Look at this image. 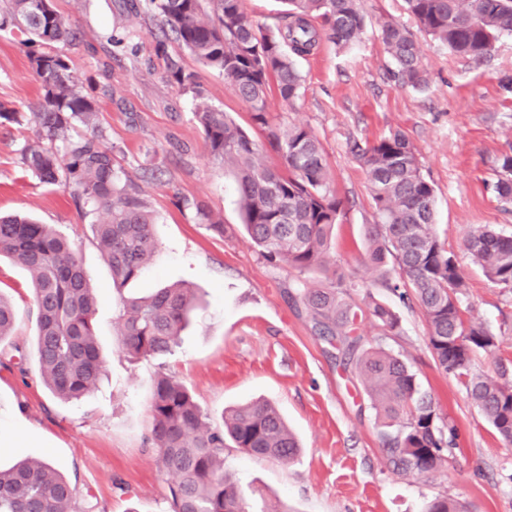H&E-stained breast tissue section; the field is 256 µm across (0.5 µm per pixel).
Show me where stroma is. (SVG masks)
Returning a JSON list of instances; mask_svg holds the SVG:
<instances>
[{"label": "stroma", "mask_w": 512, "mask_h": 512, "mask_svg": "<svg viewBox=\"0 0 512 512\" xmlns=\"http://www.w3.org/2000/svg\"><path fill=\"white\" fill-rule=\"evenodd\" d=\"M123 2L53 0L81 34L68 54L85 91L99 98L98 122L115 148V168L136 179L157 216L158 252L140 278L114 287L69 189L45 185L21 165L31 127L0 123V212L31 215L75 240L98 297L96 332L106 362L98 391L80 402L56 400L35 369L20 372L15 351L34 353L30 276L1 259L0 294L14 302L19 321L0 345V467L47 461L90 492L80 512H168V481L146 442L153 379L163 364L188 386L211 423L226 409L263 398L299 438L301 452L287 465L226 449L224 469L246 489V512H425L439 495L465 502L470 512H512V447L437 368L423 314L385 288L381 270L366 259L365 231L373 221L368 178L349 151L355 139L372 142L392 129L407 134L434 185L438 233L457 256L471 314L498 338L495 357H479L474 368L487 373L496 360L512 361V291L488 281L464 250L467 235L481 226L512 230V208L503 209L490 190L498 158L512 154V92L502 87L512 78V37L499 39L491 60L475 61L418 30L404 0H362L366 27L358 42L341 50L325 38L312 56L297 60L304 94L291 108L270 95L269 118L313 130L346 202L325 272L303 276L268 262L247 242L236 180L208 156L193 119L202 98L264 141L248 104L188 53L183 60L196 70L200 94L170 83L154 54L155 23L127 15ZM390 18L412 30L423 50L424 89L404 87L393 76L379 35L380 22ZM127 31L128 47L108 43V35ZM39 94L40 80L18 36L0 31V103L25 112ZM196 201L221 218L223 233L197 223ZM337 273L351 284L355 301L374 299L395 311L397 333L384 335L366 321L360 327L365 343L400 354L422 391L456 425L457 447L439 473L417 477L389 467L360 377L313 334L301 305L288 296L300 283ZM173 283L195 288L199 299L174 354L160 364L119 352L124 302Z\"/></svg>", "instance_id": "obj_1"}]
</instances>
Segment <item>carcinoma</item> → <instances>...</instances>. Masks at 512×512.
Here are the masks:
<instances>
[{
	"instance_id": "carcinoma-1",
	"label": "carcinoma",
	"mask_w": 512,
	"mask_h": 512,
	"mask_svg": "<svg viewBox=\"0 0 512 512\" xmlns=\"http://www.w3.org/2000/svg\"><path fill=\"white\" fill-rule=\"evenodd\" d=\"M126 0L129 12L158 20L156 55L168 78L199 102L193 112L207 152L238 183V204L248 240L270 261L300 274L326 263L333 228L346 215L332 185L320 140L308 127H282L269 120L268 96L276 87L292 106L302 96L303 77L295 58L309 56L322 37L346 47L365 27L361 0H282V24L270 32L251 19L243 0ZM420 29L456 55L491 59L495 44L512 36V0H404ZM16 27L20 44L41 82L42 96L29 112L35 139L21 150V164L46 185L74 188L80 212L102 211L90 224L92 241L104 254L113 283L141 276L157 253L155 216L130 177L114 169V148L98 124L99 101L86 93L70 58L57 45H77V33L50 0H0V30ZM380 38L395 63L398 81L414 90L428 83L421 47L404 26L384 21ZM175 42L202 65L224 75L250 107L252 120L278 153L277 167L262 161L263 145L223 110L202 99L198 75L169 53ZM87 127L73 134L76 125ZM63 150L66 163H58ZM350 153L365 167L374 221L366 229L367 260L376 268L392 263L395 277L384 286L414 302L427 324V344L439 369L453 376L502 442L512 446V368L496 362L476 373L474 358L492 355L496 336L466 318L467 284L456 255L437 234L435 189L421 171L408 136L391 130L369 144L354 139ZM496 199L512 203V155L497 160L492 184ZM201 224L224 234V225L200 202L192 203ZM471 261L492 283L512 290V232L495 227L472 231L465 240ZM30 275L36 312L37 373L63 400H80L99 387L104 363L97 347V298L75 244L52 224L0 216V258ZM300 303L312 330L336 348L344 365L355 367L381 422L387 462L398 473L430 476L456 446V428L432 398L421 392L416 374L400 356L380 345L365 346L361 324L371 319L385 333L399 327L386 305L350 298L342 278L303 285ZM195 305V290L176 284L124 304L118 349L135 359L172 354ZM18 321L15 307L0 296V342ZM147 440L160 471L172 477L169 512H245V490L224 472V450L237 448L284 464L300 452L279 410L254 401L208 422L190 390L160 371L149 403ZM80 492L46 462L28 460L0 469V512H79ZM426 512H469L467 504L438 496Z\"/></svg>"
}]
</instances>
